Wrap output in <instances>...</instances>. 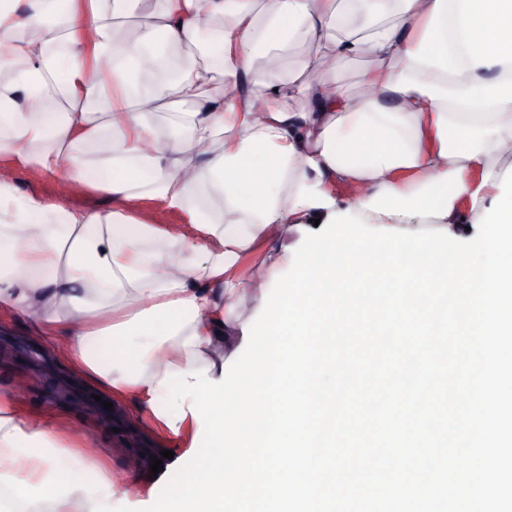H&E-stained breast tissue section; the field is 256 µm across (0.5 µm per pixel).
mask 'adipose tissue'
<instances>
[{
    "instance_id": "1",
    "label": "adipose tissue",
    "mask_w": 512,
    "mask_h": 512,
    "mask_svg": "<svg viewBox=\"0 0 512 512\" xmlns=\"http://www.w3.org/2000/svg\"><path fill=\"white\" fill-rule=\"evenodd\" d=\"M62 1L63 31L50 22ZM142 2L0 0V56L22 65L0 82V308L163 426L166 375L218 380L236 353L243 259L278 225L338 212L333 187H351V212L373 227L417 213L450 229L490 207L512 165V0H160L147 15ZM204 27L211 47L182 57L168 84L178 133L163 137L135 73ZM296 38L292 80L255 69L263 49ZM351 59L367 65L345 93L333 74ZM219 74L232 82L221 100L206 95ZM15 168L111 206L19 195ZM195 188L220 210L196 204ZM144 198L186 223L137 221L128 206ZM63 437L0 394V478H23L56 512H100L94 493L73 497Z\"/></svg>"
}]
</instances>
